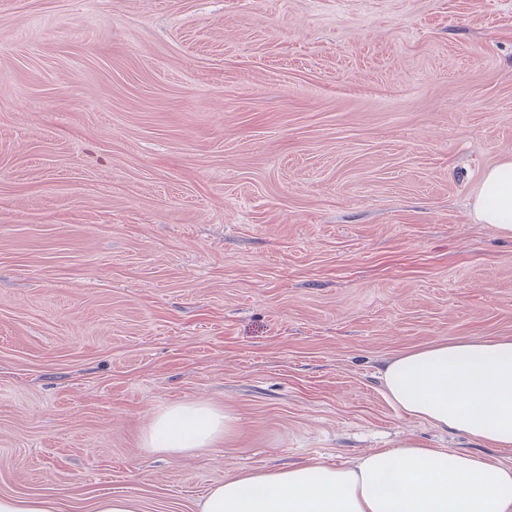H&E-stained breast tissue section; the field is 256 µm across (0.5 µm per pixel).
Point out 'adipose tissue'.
<instances>
[{
	"instance_id": "obj_1",
	"label": "adipose tissue",
	"mask_w": 512,
	"mask_h": 512,
	"mask_svg": "<svg viewBox=\"0 0 512 512\" xmlns=\"http://www.w3.org/2000/svg\"><path fill=\"white\" fill-rule=\"evenodd\" d=\"M474 213L512 237V157L482 176ZM383 394L409 416L512 449V336L436 341L387 359ZM229 416L202 403L157 414L152 450L181 455L211 447ZM199 512H512V464L403 441L347 466L307 461L240 473L209 490Z\"/></svg>"
}]
</instances>
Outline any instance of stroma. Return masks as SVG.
Instances as JSON below:
<instances>
[{
	"label": "stroma",
	"mask_w": 512,
	"mask_h": 512,
	"mask_svg": "<svg viewBox=\"0 0 512 512\" xmlns=\"http://www.w3.org/2000/svg\"><path fill=\"white\" fill-rule=\"evenodd\" d=\"M512 0H0V496L199 512L409 438L390 357L512 336ZM200 402L212 447L147 448ZM474 213L484 224H493L512 237V157L503 158L482 176L474 198ZM232 419L202 403L176 404L153 419L147 447L181 455L211 447L230 428ZM94 512H137V509L131 499L110 493L99 497Z\"/></svg>",
	"instance_id": "35a3bbf8"
}]
</instances>
